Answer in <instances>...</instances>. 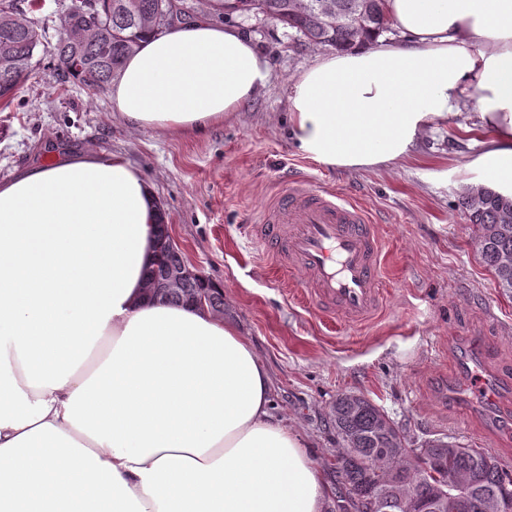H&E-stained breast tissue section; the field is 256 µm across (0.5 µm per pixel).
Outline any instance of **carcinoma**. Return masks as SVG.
I'll list each match as a JSON object with an SVG mask.
<instances>
[{
  "mask_svg": "<svg viewBox=\"0 0 512 512\" xmlns=\"http://www.w3.org/2000/svg\"><path fill=\"white\" fill-rule=\"evenodd\" d=\"M94 14L88 26L64 13L53 47V79H73L97 95L118 76L125 58L140 42L158 35L180 13L181 0H77ZM384 0H219L224 15L270 18L309 44L337 50L361 47L390 30ZM322 17H317L321 6ZM46 35L24 18L18 0H0V101H12L29 77ZM469 223L478 227V255L498 287L512 293V198L479 186L458 200ZM339 498L354 512H419V504L438 502L448 479L473 482L464 512H493L487 492L512 476L488 452L466 448L453 438L413 447L407 431L362 394L342 393L333 406Z\"/></svg>",
  "mask_w": 512,
  "mask_h": 512,
  "instance_id": "1",
  "label": "carcinoma"
}]
</instances>
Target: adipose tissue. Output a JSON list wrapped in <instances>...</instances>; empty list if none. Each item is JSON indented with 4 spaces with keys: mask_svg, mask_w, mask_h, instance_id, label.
Returning <instances> with one entry per match:
<instances>
[{
    "mask_svg": "<svg viewBox=\"0 0 512 512\" xmlns=\"http://www.w3.org/2000/svg\"><path fill=\"white\" fill-rule=\"evenodd\" d=\"M400 40L320 55L290 83L294 145L373 170L472 95L470 185L512 196V0H385ZM233 26L178 19L110 87L128 124L201 132L266 85ZM160 207L123 156L0 182V512H322L327 487L274 420L250 341L146 286Z\"/></svg>",
    "mask_w": 512,
    "mask_h": 512,
    "instance_id": "adipose-tissue-1",
    "label": "adipose tissue"
}]
</instances>
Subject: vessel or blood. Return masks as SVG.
Listing matches in <instances>:
<instances>
[{
	"label": "vessel or blood",
	"instance_id": "1",
	"mask_svg": "<svg viewBox=\"0 0 512 512\" xmlns=\"http://www.w3.org/2000/svg\"><path fill=\"white\" fill-rule=\"evenodd\" d=\"M257 241L284 272L304 274L303 288L346 322L369 321L383 300L384 245L366 212L305 177L263 208Z\"/></svg>",
	"mask_w": 512,
	"mask_h": 512
}]
</instances>
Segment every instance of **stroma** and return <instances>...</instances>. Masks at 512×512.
<instances>
[{
  "label": "stroma",
  "instance_id": "obj_1",
  "mask_svg": "<svg viewBox=\"0 0 512 512\" xmlns=\"http://www.w3.org/2000/svg\"><path fill=\"white\" fill-rule=\"evenodd\" d=\"M271 64L268 85L202 135L136 128L109 94L52 81L41 55L12 105L0 108V180L52 160L54 148L123 155L153 184L186 260L219 285L224 318L237 325L270 376L271 412L301 436L336 507L339 451L331 410L337 395H365L415 443L452 437L512 460V295L497 288L458 209L467 165L482 150L472 100L421 136L411 161L373 171L333 170L296 149L288 125L289 82L323 49L263 17L228 16ZM339 192L370 215L386 255L385 303L349 327L297 288L300 273L273 275L253 224L294 177ZM499 386L492 407L460 411L454 393L470 358Z\"/></svg>",
  "mask_w": 512,
  "mask_h": 512
}]
</instances>
